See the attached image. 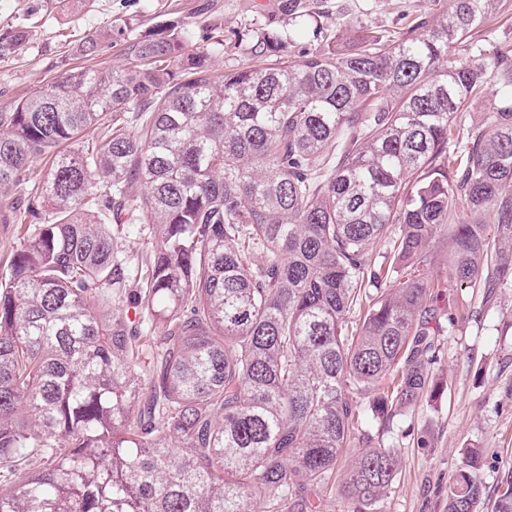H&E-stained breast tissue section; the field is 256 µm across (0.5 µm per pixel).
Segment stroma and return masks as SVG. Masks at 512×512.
I'll list each match as a JSON object with an SVG mask.
<instances>
[{"instance_id": "obj_1", "label": "stroma", "mask_w": 512, "mask_h": 512, "mask_svg": "<svg viewBox=\"0 0 512 512\" xmlns=\"http://www.w3.org/2000/svg\"><path fill=\"white\" fill-rule=\"evenodd\" d=\"M449 0H0V29L30 31L25 46L0 56V113L14 111L35 89L66 69L127 68L130 45L176 24L190 47L209 50L216 72L262 64L259 43L287 38L289 9L308 13L321 26L344 21L348 31H402L407 16L436 15ZM224 33L217 48L210 27ZM101 44L98 55H83L88 35ZM475 315L456 322L440 338L437 375L442 396L421 403L400 420L384 441L397 447L402 467L377 512H446L448 488L463 466L462 451L482 450L484 487L480 512H493L501 474L512 468V287L472 299ZM428 433L431 445H414Z\"/></svg>"}]
</instances>
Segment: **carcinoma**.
<instances>
[{"instance_id":"obj_1","label":"carcinoma","mask_w":512,"mask_h":512,"mask_svg":"<svg viewBox=\"0 0 512 512\" xmlns=\"http://www.w3.org/2000/svg\"><path fill=\"white\" fill-rule=\"evenodd\" d=\"M503 8L452 0L298 59L297 14L265 64L222 74L149 36L130 69L68 70L0 116V190L29 196L0 210L28 225L0 265V512H324L346 446L343 494L372 510L401 466L384 434L442 395L443 322L471 313L440 291L512 285V53L482 39ZM29 36L0 32V55ZM140 224L133 286L112 226ZM463 458L447 512L483 497L482 453ZM489 89L487 93L480 98H476L473 101L469 102L465 107L464 112H459L456 120L461 124L462 127H470L475 126L479 120L482 118V112H488L489 108L493 104L495 92L494 87L491 85L488 86ZM121 242L123 249L131 259L135 257L136 254L140 255L141 253L150 251L152 246V235L149 225L142 224V230L138 235H134L129 238H125V236L122 235ZM447 238H448V226H442L438 230L436 237L430 243V251L434 254L436 262L431 265L427 274L429 277L438 278L443 275L445 271V260L447 253Z\"/></svg>"}]
</instances>
